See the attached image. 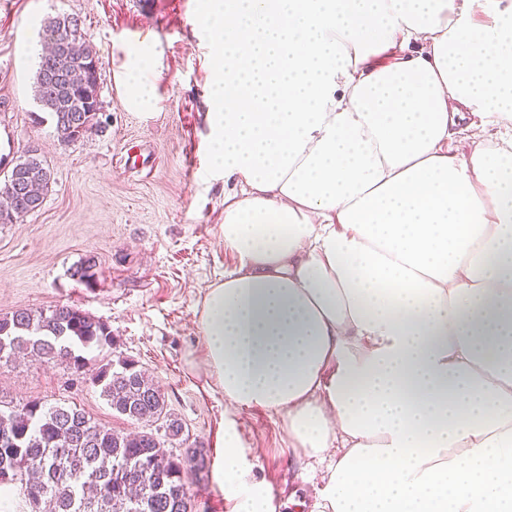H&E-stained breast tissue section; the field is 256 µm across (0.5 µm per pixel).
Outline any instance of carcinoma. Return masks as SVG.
Returning <instances> with one entry per match:
<instances>
[{"label": "carcinoma", "mask_w": 512, "mask_h": 512, "mask_svg": "<svg viewBox=\"0 0 512 512\" xmlns=\"http://www.w3.org/2000/svg\"><path fill=\"white\" fill-rule=\"evenodd\" d=\"M75 16L57 14L45 19L41 38L47 50L40 56L34 82V100L50 115L54 136L67 145L97 130L101 117L85 111V95L100 92V74L93 70L96 51L86 38L67 59L60 56L56 39ZM11 185L9 206L0 208V224H18L40 209L51 187V171L40 154L23 153L0 191ZM70 276L88 288L100 276L93 255L82 258ZM116 345L112 328L76 305L62 304L41 310L16 309L0 316V363L30 354L60 364L77 376L88 371L87 353ZM91 383L112 411L132 421L162 422L164 434L120 432L91 419L85 411L62 404L47 407L36 400L0 409L12 438L0 441V485H25L30 512H193L191 477L208 470L209 456L201 446L180 455L165 449L178 438L183 425L168 408L158 383L134 361L107 362L91 374ZM128 467L129 478L112 482L115 467ZM157 472L163 481L139 494L133 487L142 474Z\"/></svg>", "instance_id": "1"}]
</instances>
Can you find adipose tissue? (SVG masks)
<instances>
[{
  "label": "adipose tissue",
  "mask_w": 512,
  "mask_h": 512,
  "mask_svg": "<svg viewBox=\"0 0 512 512\" xmlns=\"http://www.w3.org/2000/svg\"><path fill=\"white\" fill-rule=\"evenodd\" d=\"M236 267L197 314L238 409L333 465L322 512H512V4L203 0ZM147 48L125 101L154 105ZM212 469L269 512L235 428Z\"/></svg>",
  "instance_id": "ef3b65f1"
}]
</instances>
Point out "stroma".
Masks as SVG:
<instances>
[{"mask_svg": "<svg viewBox=\"0 0 512 512\" xmlns=\"http://www.w3.org/2000/svg\"><path fill=\"white\" fill-rule=\"evenodd\" d=\"M200 0H9L0 8V180L11 161L38 146L52 172L40 210L0 225V314L75 304L110 325L116 338L102 358L136 361L161 386L183 424L167 450H215L227 423L256 449L253 475L272 491L271 512H321L326 463L296 459L280 415L237 410L202 364L196 311L211 283L234 266L218 241L224 179L209 169V73L216 53L193 23ZM78 16L100 63L105 127L63 145L33 97L44 19ZM146 46L157 75L155 106L124 104L126 52ZM96 256L95 288L70 269ZM69 404L124 430L143 423L113 412L89 378L62 366L20 358L0 366V401Z\"/></svg>", "mask_w": 512, "mask_h": 512, "instance_id": "stroma-1", "label": "stroma"}]
</instances>
